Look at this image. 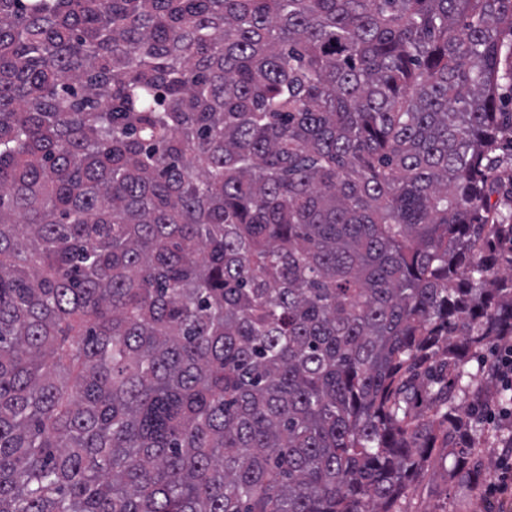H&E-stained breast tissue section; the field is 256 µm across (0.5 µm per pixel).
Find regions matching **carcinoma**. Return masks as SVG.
<instances>
[{
	"mask_svg": "<svg viewBox=\"0 0 512 512\" xmlns=\"http://www.w3.org/2000/svg\"><path fill=\"white\" fill-rule=\"evenodd\" d=\"M508 89L512 0H0V512L480 486Z\"/></svg>",
	"mask_w": 512,
	"mask_h": 512,
	"instance_id": "1",
	"label": "carcinoma"
}]
</instances>
